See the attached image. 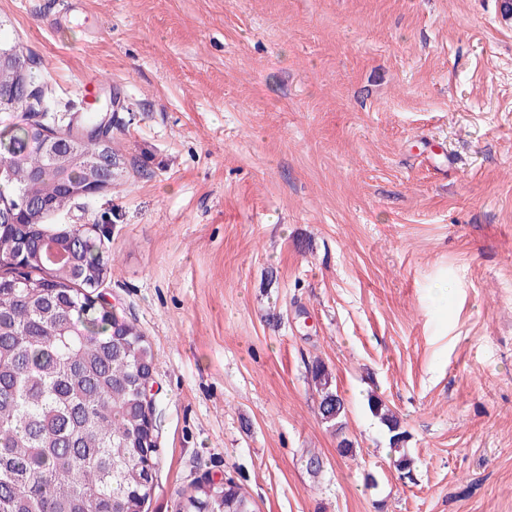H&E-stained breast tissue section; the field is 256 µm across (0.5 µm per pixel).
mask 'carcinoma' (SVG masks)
<instances>
[{
	"mask_svg": "<svg viewBox=\"0 0 512 512\" xmlns=\"http://www.w3.org/2000/svg\"><path fill=\"white\" fill-rule=\"evenodd\" d=\"M0 111L44 112L45 91L9 85ZM83 128L112 138V126L93 113ZM39 132L19 124L0 134V162L14 180L0 197L22 193L51 204L27 233H48L45 219L70 198L57 187L56 162L37 145ZM75 156L98 152V137L73 139ZM22 231L0 228V512H143L154 490L142 455L149 444L153 406L138 390L139 373L154 363L151 346L130 322L114 335L117 319L90 303L107 271L96 239H84L80 276L42 253L17 280L12 260ZM322 421L342 429L346 407L328 367L310 368ZM368 409L387 428L391 462L410 466L396 414L379 396ZM179 512H257L255 502L231 478L194 486Z\"/></svg>",
	"mask_w": 512,
	"mask_h": 512,
	"instance_id": "carcinoma-1",
	"label": "carcinoma"
}]
</instances>
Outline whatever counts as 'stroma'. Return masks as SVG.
Here are the masks:
<instances>
[{"label": "stroma", "instance_id": "obj_1", "mask_svg": "<svg viewBox=\"0 0 512 512\" xmlns=\"http://www.w3.org/2000/svg\"><path fill=\"white\" fill-rule=\"evenodd\" d=\"M500 3L0 0V36L71 117L90 81L114 104L111 188L47 223L98 226L100 291L154 352L144 512L224 477L259 512H512ZM310 375L318 392V410L322 421L336 431L341 430L346 407L333 385L331 371L324 363L316 361L310 368ZM368 409L387 428L389 445L391 449V462L398 470L409 469L410 460L407 457L403 444L407 439V432L402 430L401 423L396 414L379 396L374 394L368 397Z\"/></svg>", "mask_w": 512, "mask_h": 512}]
</instances>
